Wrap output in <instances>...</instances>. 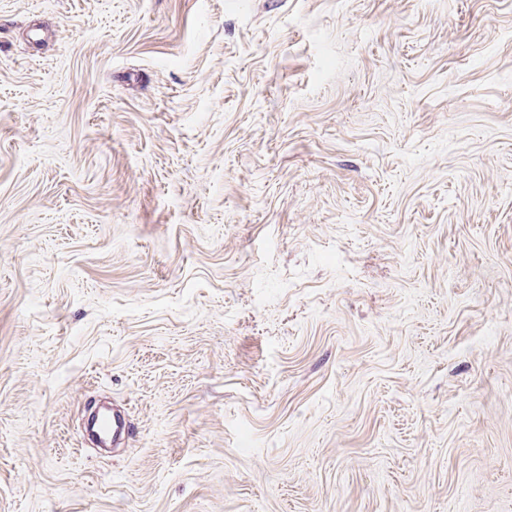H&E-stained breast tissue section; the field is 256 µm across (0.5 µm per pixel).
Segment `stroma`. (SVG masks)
<instances>
[{"label": "stroma", "mask_w": 512, "mask_h": 512, "mask_svg": "<svg viewBox=\"0 0 512 512\" xmlns=\"http://www.w3.org/2000/svg\"><path fill=\"white\" fill-rule=\"evenodd\" d=\"M0 512H512V0H0ZM96 431L103 448L112 447V439L116 434L125 432L127 423L119 415L102 413L96 421Z\"/></svg>", "instance_id": "stroma-1"}]
</instances>
